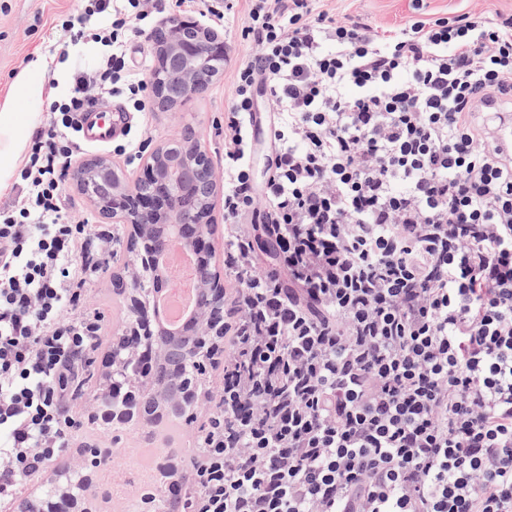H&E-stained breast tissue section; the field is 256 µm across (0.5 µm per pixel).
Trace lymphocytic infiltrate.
Listing matches in <instances>:
<instances>
[{"instance_id":"lymphocytic-infiltrate-1","label":"lymphocytic infiltrate","mask_w":512,"mask_h":512,"mask_svg":"<svg viewBox=\"0 0 512 512\" xmlns=\"http://www.w3.org/2000/svg\"><path fill=\"white\" fill-rule=\"evenodd\" d=\"M188 12L240 18L258 51L235 64L224 110V252L240 282L182 512H512V159L473 121L481 101L512 100V14L380 31L324 0H82L63 20L92 63L53 100L0 209V506L70 452L101 331L85 293L114 235L72 223L64 190L82 116L146 111L129 48L158 14ZM257 216L275 236L267 270Z\"/></svg>"}]
</instances>
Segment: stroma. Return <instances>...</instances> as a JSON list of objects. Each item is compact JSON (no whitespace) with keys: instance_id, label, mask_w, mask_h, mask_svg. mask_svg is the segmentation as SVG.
I'll list each match as a JSON object with an SVG mask.
<instances>
[{"instance_id":"stroma-1","label":"stroma","mask_w":512,"mask_h":512,"mask_svg":"<svg viewBox=\"0 0 512 512\" xmlns=\"http://www.w3.org/2000/svg\"><path fill=\"white\" fill-rule=\"evenodd\" d=\"M78 5V0H0V113L11 112L27 122L26 141H33L45 125L50 81L66 85L70 72L88 62L87 55L78 51L71 52L65 61L57 59L58 52L70 40L60 20L76 13ZM330 7L338 19L358 18L375 28L395 29L414 17L478 10L510 14L512 0H331ZM232 85V68L227 65L204 93L189 96L167 111L149 109L139 123L150 146L179 139L190 129L214 169L223 170L224 137L220 127ZM129 263L128 250H120L111 269L91 283L87 291L86 306L101 315L102 332L99 358L92 366L94 375L70 407L71 415L82 423L87 420L88 401L103 385L105 367L101 357L112 347L113 326L120 315L121 299L112 281L124 276Z\"/></svg>"}]
</instances>
